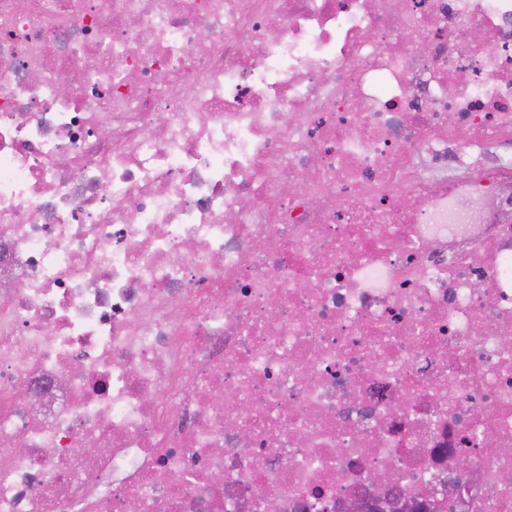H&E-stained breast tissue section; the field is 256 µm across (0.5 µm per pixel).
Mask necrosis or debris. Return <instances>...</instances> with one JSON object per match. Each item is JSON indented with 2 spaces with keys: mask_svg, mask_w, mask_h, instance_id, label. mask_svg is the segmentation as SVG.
I'll return each instance as SVG.
<instances>
[{
  "mask_svg": "<svg viewBox=\"0 0 512 512\" xmlns=\"http://www.w3.org/2000/svg\"><path fill=\"white\" fill-rule=\"evenodd\" d=\"M396 492L512 512V0H0V512Z\"/></svg>",
  "mask_w": 512,
  "mask_h": 512,
  "instance_id": "obj_1",
  "label": "necrosis or debris"
}]
</instances>
